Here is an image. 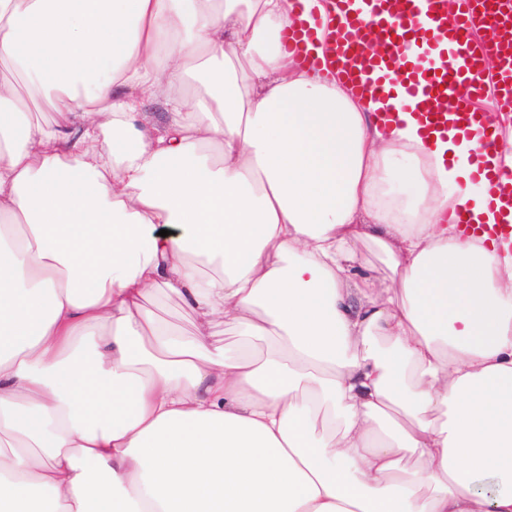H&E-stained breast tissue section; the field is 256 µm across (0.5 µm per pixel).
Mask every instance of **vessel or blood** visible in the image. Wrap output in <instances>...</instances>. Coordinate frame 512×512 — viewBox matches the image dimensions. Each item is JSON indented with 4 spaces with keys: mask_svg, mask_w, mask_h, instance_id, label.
<instances>
[{
    "mask_svg": "<svg viewBox=\"0 0 512 512\" xmlns=\"http://www.w3.org/2000/svg\"><path fill=\"white\" fill-rule=\"evenodd\" d=\"M322 24L331 29L338 47L337 58L327 59L326 67H340L361 90L415 106L430 133L447 131L448 115L438 105L448 103L456 111L459 129L480 124L481 151H494L497 123L472 111L471 104L485 92L483 61L494 54L500 59L494 90L502 107L512 110V0H460L454 15L447 0H346L344 10L327 15ZM486 28L493 29V36L477 38V31ZM372 33L381 49L368 57L357 42ZM315 37L303 20L288 34L290 49L308 66L317 63L305 54L307 42ZM478 173L492 190H512V168L482 166Z\"/></svg>",
    "mask_w": 512,
    "mask_h": 512,
    "instance_id": "obj_1",
    "label": "vessel or blood"
}]
</instances>
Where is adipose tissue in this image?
I'll return each mask as SVG.
<instances>
[{
	"label": "adipose tissue",
	"mask_w": 512,
	"mask_h": 512,
	"mask_svg": "<svg viewBox=\"0 0 512 512\" xmlns=\"http://www.w3.org/2000/svg\"><path fill=\"white\" fill-rule=\"evenodd\" d=\"M338 8L0 0V512H512V155L300 65ZM316 38V31L312 29L304 20H299L296 27L288 34V44L290 49L296 52L303 64L307 66L322 67L321 60L305 55L306 44ZM478 174L482 175L492 189V193L497 194V190L512 191V168L500 166L497 168L489 166H480ZM145 311L156 324L171 328L185 336L194 332L193 318L180 299L164 288H158L145 303Z\"/></svg>",
	"instance_id": "1"
}]
</instances>
